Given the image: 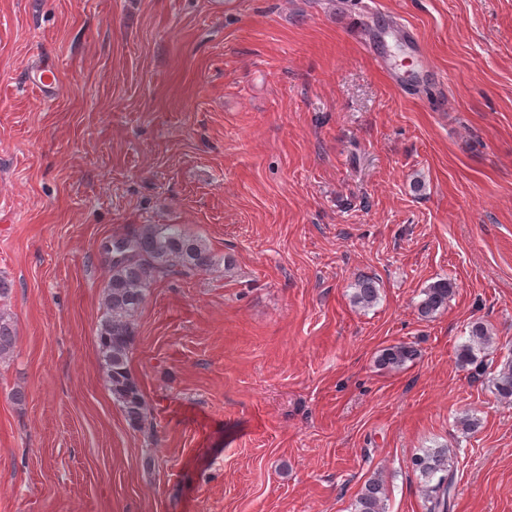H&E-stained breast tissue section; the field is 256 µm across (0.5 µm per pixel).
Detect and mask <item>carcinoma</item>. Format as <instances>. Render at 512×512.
Instances as JSON below:
<instances>
[{
  "instance_id": "1",
  "label": "carcinoma",
  "mask_w": 512,
  "mask_h": 512,
  "mask_svg": "<svg viewBox=\"0 0 512 512\" xmlns=\"http://www.w3.org/2000/svg\"><path fill=\"white\" fill-rule=\"evenodd\" d=\"M126 255L112 261L110 275L104 289V314L98 332V346L103 361L106 383L112 397L121 405L128 421L141 425L147 415L145 396L132 377L129 354L134 336L135 317L141 309L147 286L151 280L178 267L186 273L209 270L215 256L207 244L182 232L173 224H145L140 231L126 239ZM453 283L441 278L423 290L417 305L423 319L434 317L448 306ZM379 298L375 281L364 277L356 283L353 302L361 307L373 306ZM16 332L11 319L0 312V359L14 352ZM494 339L482 322L470 326L468 343L458 349V365L473 367L470 377L484 376L482 354L493 347ZM417 349L407 343H398L380 350L376 363L383 369H398L417 358ZM500 369L488 378L496 397L512 403V357L499 363ZM413 466L422 479V492L427 512H448L453 488V470L446 447L428 448L413 460ZM386 488L379 478L368 480L357 496L353 512H385Z\"/></svg>"
}]
</instances>
